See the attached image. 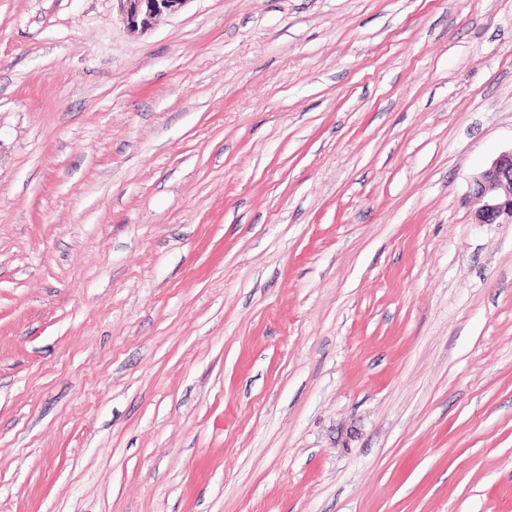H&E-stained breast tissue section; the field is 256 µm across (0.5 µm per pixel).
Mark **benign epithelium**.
<instances>
[{"label":"benign epithelium","instance_id":"obj_1","mask_svg":"<svg viewBox=\"0 0 512 512\" xmlns=\"http://www.w3.org/2000/svg\"><path fill=\"white\" fill-rule=\"evenodd\" d=\"M127 27L133 33L147 30L165 13L177 11L187 0H118ZM483 201L475 215L477 224L512 223V150L501 153L471 184Z\"/></svg>","mask_w":512,"mask_h":512}]
</instances>
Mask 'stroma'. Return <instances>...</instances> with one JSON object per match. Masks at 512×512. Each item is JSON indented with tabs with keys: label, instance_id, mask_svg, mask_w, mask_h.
Wrapping results in <instances>:
<instances>
[{
	"label": "stroma",
	"instance_id": "obj_1",
	"mask_svg": "<svg viewBox=\"0 0 512 512\" xmlns=\"http://www.w3.org/2000/svg\"><path fill=\"white\" fill-rule=\"evenodd\" d=\"M512 0H0V512H512ZM127 27L132 33H142L164 13L177 11L188 0H117ZM472 192L483 201L475 215L478 224L512 223V149L501 153L471 184Z\"/></svg>",
	"mask_w": 512,
	"mask_h": 512
}]
</instances>
